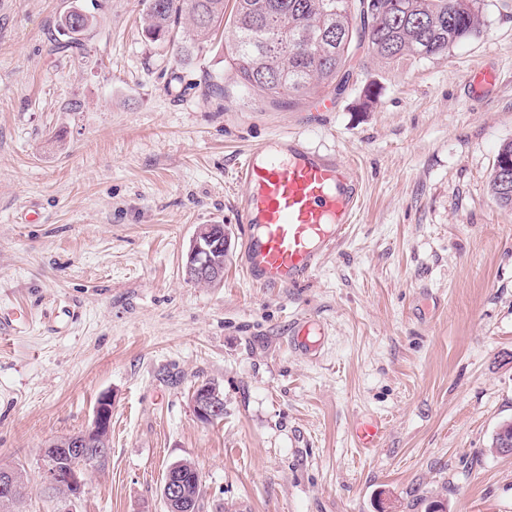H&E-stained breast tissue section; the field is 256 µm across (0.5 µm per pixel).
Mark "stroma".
Wrapping results in <instances>:
<instances>
[{"label":"stroma","mask_w":512,"mask_h":512,"mask_svg":"<svg viewBox=\"0 0 512 512\" xmlns=\"http://www.w3.org/2000/svg\"><path fill=\"white\" fill-rule=\"evenodd\" d=\"M74 9L96 23L56 51ZM143 26L142 0H0V465L25 470L18 512H54L42 450L104 396L112 453L78 512H166L183 460L199 512H512V456L492 448L512 418V209L489 187L512 140V0H483L477 34L434 59L362 51L343 92L279 104L220 49L187 65ZM476 64L497 76L481 97ZM282 134L349 160L361 206L307 281L263 288L238 166ZM205 224L230 233L215 283L185 274ZM302 317L325 329L309 354L289 342ZM205 382L212 423L192 406ZM365 419L378 447L357 443ZM494 82V74L481 65L472 67L466 78L468 91L474 97L482 96L485 88ZM193 407L196 418L204 423L215 421L222 415L220 401L212 396L207 386L199 385L196 387L193 393ZM223 416L224 413L221 418ZM182 464L184 471L183 473L179 472L178 467L171 466L169 467L161 481L160 492L161 497L164 501V504L167 507L174 508L177 510H181L178 512H195L193 511L194 503L192 502L190 495L192 497H196L199 501L201 489L199 486L192 485L190 481V468L194 473L195 479L198 484H200V472L190 461H181L177 462L174 465ZM191 465V466H190ZM184 477V480H183ZM185 482L186 486L185 487ZM189 492V494H188Z\"/></svg>","instance_id":"35a3bbf8"}]
</instances>
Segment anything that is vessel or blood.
Wrapping results in <instances>:
<instances>
[{
    "label": "vessel or blood",
    "mask_w": 512,
    "mask_h": 512,
    "mask_svg": "<svg viewBox=\"0 0 512 512\" xmlns=\"http://www.w3.org/2000/svg\"><path fill=\"white\" fill-rule=\"evenodd\" d=\"M495 76L486 67L469 71L472 96H482ZM251 189L237 212L243 224L245 269L263 287L292 286L308 279L327 248L353 224L359 209V180L340 157L308 148L285 135L250 148L238 171ZM324 330L308 318L296 320L291 342L311 353Z\"/></svg>",
    "instance_id": "vessel-or-blood-1"
}]
</instances>
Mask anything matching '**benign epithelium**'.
<instances>
[{
    "label": "benign epithelium",
    "instance_id": "benign-epithelium-1",
    "mask_svg": "<svg viewBox=\"0 0 512 512\" xmlns=\"http://www.w3.org/2000/svg\"><path fill=\"white\" fill-rule=\"evenodd\" d=\"M228 237L221 224L200 227L190 241L186 259L188 277L202 283H211L224 277V251ZM195 416L204 423L215 421L222 415V405L213 397L210 389L199 385L193 393ZM112 415V398L103 397L98 402L92 425L81 434V439L64 438L52 444L42 453V479L65 491L59 512H75L74 503L84 487V476L92 470L103 468L105 459L89 449V446L107 441L109 420ZM67 458L66 462L58 456ZM26 483L16 472L0 470V498L16 499L24 495ZM161 497L164 504L179 512H193L192 502L183 474L179 468L169 467L161 481Z\"/></svg>",
    "mask_w": 512,
    "mask_h": 512
}]
</instances>
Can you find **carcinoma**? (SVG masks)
Masks as SVG:
<instances>
[{"label":"carcinoma","mask_w":512,"mask_h":512,"mask_svg":"<svg viewBox=\"0 0 512 512\" xmlns=\"http://www.w3.org/2000/svg\"><path fill=\"white\" fill-rule=\"evenodd\" d=\"M144 32L156 42H180L189 58L215 40L229 21L235 38L225 58L234 81L273 102L305 100L325 87L341 90L352 51L364 48L389 63L420 62L478 32L481 0H145ZM95 17L67 12L57 24L60 52L83 49ZM490 190L512 208V189L490 175ZM493 449L512 452V422L498 428Z\"/></svg>","instance_id":"obj_1"}]
</instances>
